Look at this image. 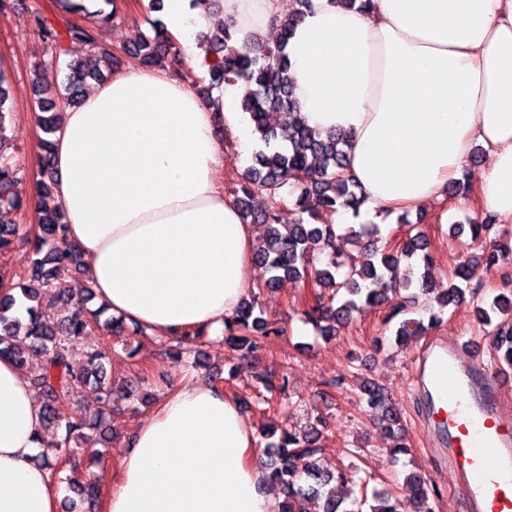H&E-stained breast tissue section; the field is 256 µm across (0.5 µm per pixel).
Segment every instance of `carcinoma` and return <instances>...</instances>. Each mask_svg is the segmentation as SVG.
<instances>
[{
	"mask_svg": "<svg viewBox=\"0 0 512 512\" xmlns=\"http://www.w3.org/2000/svg\"><path fill=\"white\" fill-rule=\"evenodd\" d=\"M298 2L299 8L287 18L275 19L280 31L279 44L274 48L261 45L251 56L240 55L234 49L235 29L231 22L219 31L201 35L202 47L213 57L209 69L211 84L244 85L240 107L249 115L263 144L255 152L253 165L235 190V197L251 222L266 225L255 260L270 273L267 285L286 278L304 280L314 274L321 291L313 294L304 315L325 337L336 335L362 306L375 308L388 303L384 322L405 316L396 330L397 346L428 332L441 320L440 312L458 305L469 295L479 302L476 314L482 325L490 326L494 317H501L500 323L493 324L492 346L500 367L512 369V288L507 286L486 301L480 297L481 283L474 282L480 267H494L512 255L511 240L490 237L495 225L492 215L469 226L452 225L453 233L462 235L468 230L472 241L488 239L489 246L478 256L462 254L446 286L436 284L428 272H423L416 291L412 280L400 276V262L418 254L427 267L433 258L427 252L425 233L408 220L407 214L397 219L398 224L407 226V236L393 247L381 241L376 224L315 223L320 213L333 214L340 208L358 217L364 193L346 173V134L323 133L304 123L285 121L273 125L268 121L272 112L290 115L299 109L286 52L289 38L310 7L309 0ZM111 19L112 15L107 14L96 26L68 24L57 30L47 20L36 18L38 35L49 46V63L59 67L62 79L55 89H44L37 79L31 80L37 123L43 133L36 171L42 218L31 236L21 232L17 224L3 223L8 211L16 212L22 207L28 172L11 152L4 135L13 97L0 63V253L10 251L20 239L30 246L32 254L24 269L8 277L9 291L0 297V356L11 358L20 368L28 365L29 359H38L34 385L44 396L43 426L60 432L51 444L56 452L43 457V466L67 483L77 496L65 505L66 512H74L79 503L92 509L99 484L94 478H77L75 464L70 473H64L60 468L63 449L79 448L89 462L99 457L101 452L96 445L112 441V412L135 392L132 385L107 376L104 350L89 353L83 362L73 357V348L80 339L100 329H121L124 320L107 315L109 308L103 303L95 308L68 307L73 289L57 284L60 270L82 274L84 263L79 247L67 238L62 209L55 196L53 136L59 128L61 112L80 102L85 84L90 80L104 82L114 74V56L101 38L102 26ZM152 27L154 37L144 39L130 50L147 67L159 66L170 51L177 50L160 20L152 21ZM72 44L85 46L88 54L83 58L71 56ZM287 204L299 214L298 223L279 222L280 207ZM349 246H368L371 257L359 268H348L341 257ZM45 305L58 306L56 320L51 323L44 318ZM273 332L275 329L268 326L262 314L256 313L255 300L246 298L237 316L224 324V345L248 357ZM202 337L200 331L186 332L184 338L174 339L165 355L178 359L183 341L200 346L204 343ZM87 386L96 392L97 412L77 417L63 414L62 404L76 388ZM360 392L377 424L393 433L402 431L392 396L384 385L367 378L360 383ZM326 428V421L318 417L302 433L273 428L262 434L268 455L267 483L279 487L283 496L278 512H307V505L313 500L323 501L322 512H434L437 489L426 474L416 470L405 476L408 495L404 499L385 485L369 495H336L332 484L345 485L353 480L355 466L349 463L334 468L318 464L317 455L322 451L319 439Z\"/></svg>",
	"mask_w": 512,
	"mask_h": 512,
	"instance_id": "obj_1",
	"label": "carcinoma"
}]
</instances>
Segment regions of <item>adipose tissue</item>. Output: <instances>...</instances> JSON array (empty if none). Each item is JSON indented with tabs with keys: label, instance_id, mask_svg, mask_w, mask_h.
Listing matches in <instances>:
<instances>
[{
	"label": "adipose tissue",
	"instance_id": "ef3b65f1",
	"mask_svg": "<svg viewBox=\"0 0 512 512\" xmlns=\"http://www.w3.org/2000/svg\"><path fill=\"white\" fill-rule=\"evenodd\" d=\"M281 0H224L236 44L272 34ZM193 70L208 15L163 0ZM298 117L349 134L365 217L414 211L488 166L466 206L512 224V0H312L288 42ZM235 88L202 99L164 69L128 66L66 109L54 137L55 194L89 283L112 315L159 336L224 333L252 283L257 244L217 174L219 129L246 165L255 138ZM256 438L220 386L182 380L130 435L104 512H275ZM46 445L29 381L0 357V512H60L62 488L34 461Z\"/></svg>",
	"mask_w": 512,
	"mask_h": 512
}]
</instances>
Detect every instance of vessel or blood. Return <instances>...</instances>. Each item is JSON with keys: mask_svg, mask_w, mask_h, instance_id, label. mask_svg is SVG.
<instances>
[{"mask_svg": "<svg viewBox=\"0 0 512 512\" xmlns=\"http://www.w3.org/2000/svg\"><path fill=\"white\" fill-rule=\"evenodd\" d=\"M416 378L435 391L425 422L447 444L444 462L470 512H512V417L499 377L467 344L436 337Z\"/></svg>", "mask_w": 512, "mask_h": 512, "instance_id": "obj_1", "label": "vessel or blood"}]
</instances>
